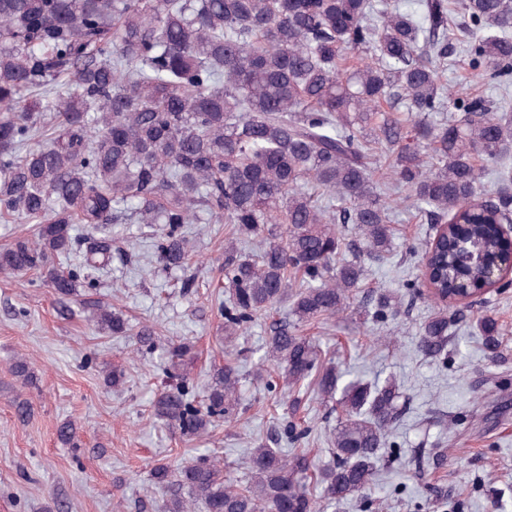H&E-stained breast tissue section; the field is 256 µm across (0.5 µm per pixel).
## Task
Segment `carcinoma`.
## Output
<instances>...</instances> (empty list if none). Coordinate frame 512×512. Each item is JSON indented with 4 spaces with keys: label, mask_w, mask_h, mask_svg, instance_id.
<instances>
[{
    "label": "carcinoma",
    "mask_w": 512,
    "mask_h": 512,
    "mask_svg": "<svg viewBox=\"0 0 512 512\" xmlns=\"http://www.w3.org/2000/svg\"><path fill=\"white\" fill-rule=\"evenodd\" d=\"M466 32L473 69L512 75V0H0V218L38 224L32 238L0 250V272L35 270L56 294L93 284L109 262L103 229L125 214L164 224L160 259L187 258L186 224L224 222L259 243L243 256L224 248V340L285 299L293 321L274 328L253 380L293 390L313 380L339 411L328 463L302 448L249 449L241 481L199 456L176 474L167 512H320L377 476L378 451L407 409L392 383L350 381L320 362L314 338L298 333L345 311L358 297L365 261L393 250L392 208L368 160L395 153L386 173L427 217L410 252L433 268L438 310L420 327L421 352L437 358L460 310V288L483 306L486 269L512 254L499 225L512 223V177L497 172L485 192L476 160L498 165L512 151V113L483 96L461 97L441 81L448 31ZM406 101L410 123L395 116ZM436 112L449 113L439 122ZM44 138V145L32 141ZM91 232L77 236L73 225ZM448 236L434 241L435 225ZM416 283L381 292L377 317L398 312ZM98 321L124 335V321L98 307ZM488 355L502 327L476 319ZM12 370L33 383L27 359ZM241 377L213 368L201 397L171 385L154 415L184 437H201L238 414Z\"/></svg>",
    "instance_id": "carcinoma-1"
}]
</instances>
